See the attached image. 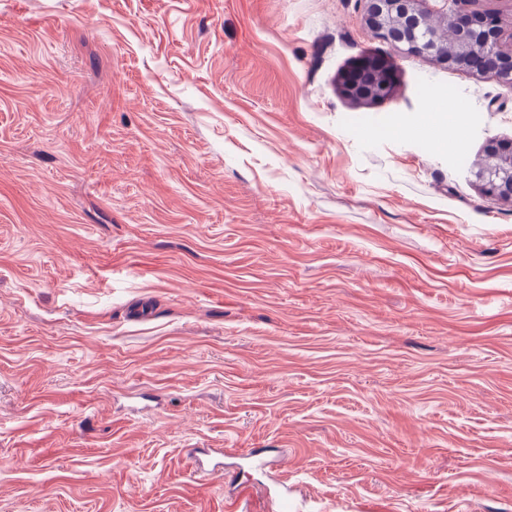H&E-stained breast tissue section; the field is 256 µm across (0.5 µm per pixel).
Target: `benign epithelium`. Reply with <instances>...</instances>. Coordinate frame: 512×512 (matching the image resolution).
Here are the masks:
<instances>
[{
    "instance_id": "7a95c632",
    "label": "benign epithelium",
    "mask_w": 512,
    "mask_h": 512,
    "mask_svg": "<svg viewBox=\"0 0 512 512\" xmlns=\"http://www.w3.org/2000/svg\"><path fill=\"white\" fill-rule=\"evenodd\" d=\"M365 22L395 49L430 53L444 64L491 74L512 85V34L504 41L500 16L470 9L474 0H441L438 19L417 9L418 0H365ZM345 97L357 104L385 100L392 94L388 61L361 57L340 80ZM489 163H478L470 174L483 194L512 205V140L491 139L485 145Z\"/></svg>"
}]
</instances>
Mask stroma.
I'll use <instances>...</instances> for the list:
<instances>
[{
  "label": "stroma",
  "instance_id": "obj_1",
  "mask_svg": "<svg viewBox=\"0 0 512 512\" xmlns=\"http://www.w3.org/2000/svg\"><path fill=\"white\" fill-rule=\"evenodd\" d=\"M364 11L0 0V512H512V87ZM340 88L345 97L357 104H371L388 99L392 94L388 61L376 55L361 57L343 73ZM485 156L492 162L474 165V182L486 196L512 205V140H488Z\"/></svg>",
  "mask_w": 512,
  "mask_h": 512
}]
</instances>
